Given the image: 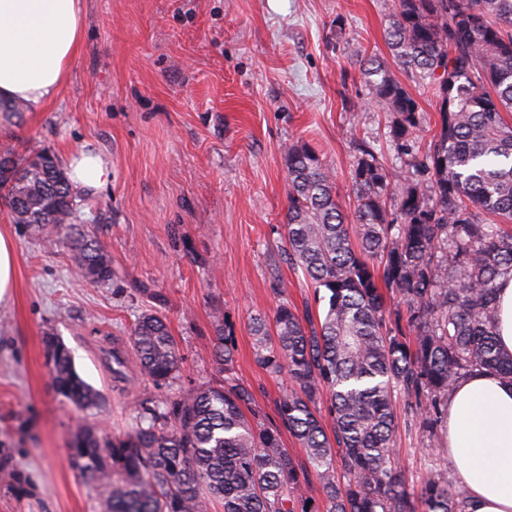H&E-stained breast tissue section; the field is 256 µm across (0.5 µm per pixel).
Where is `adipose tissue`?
<instances>
[{
    "label": "adipose tissue",
    "mask_w": 512,
    "mask_h": 512,
    "mask_svg": "<svg viewBox=\"0 0 512 512\" xmlns=\"http://www.w3.org/2000/svg\"><path fill=\"white\" fill-rule=\"evenodd\" d=\"M81 0H0V100L32 110L51 103L83 44ZM66 166L74 190L112 179L93 151L72 152ZM446 446L468 512H512V381L481 372L448 395Z\"/></svg>",
    "instance_id": "ef3b65f1"
}]
</instances>
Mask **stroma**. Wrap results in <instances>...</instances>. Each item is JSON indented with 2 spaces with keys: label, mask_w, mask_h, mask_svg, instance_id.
I'll list each match as a JSON object with an SVG mask.
<instances>
[{
  "label": "stroma",
  "mask_w": 512,
  "mask_h": 512,
  "mask_svg": "<svg viewBox=\"0 0 512 512\" xmlns=\"http://www.w3.org/2000/svg\"><path fill=\"white\" fill-rule=\"evenodd\" d=\"M81 52L41 111L16 117L0 103V149L65 159L89 145L112 181L84 193L82 229L112 257V281L80 278L68 242H44L0 203V232L17 248V288L0 304V512H106L73 468L77 426L133 431L144 412L219 377L218 318L233 326L235 371L265 422L279 423L285 380L254 361L250 321L272 316L279 269L297 309L312 288L284 255L288 209L284 150L306 142L328 165L342 206L352 201L356 144L375 138L388 162V115L369 102L357 55L390 53L394 0H83ZM364 108L346 109L344 100ZM166 317L182 358L163 388L141 379L130 329L146 312ZM70 352L101 395L81 409L58 395L45 340ZM122 353L117 366L113 352ZM395 447L409 480L449 468L397 407Z\"/></svg>",
  "instance_id": "stroma-1"
}]
</instances>
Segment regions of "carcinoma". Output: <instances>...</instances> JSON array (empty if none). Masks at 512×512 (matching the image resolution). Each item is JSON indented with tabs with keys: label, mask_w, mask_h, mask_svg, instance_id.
I'll use <instances>...</instances> for the list:
<instances>
[{
	"label": "carcinoma",
	"mask_w": 512,
	"mask_h": 512,
	"mask_svg": "<svg viewBox=\"0 0 512 512\" xmlns=\"http://www.w3.org/2000/svg\"><path fill=\"white\" fill-rule=\"evenodd\" d=\"M385 40L436 99L438 131L421 148L424 115L409 85L360 58L400 167L361 140L345 210L317 152L288 145L284 253L324 307L299 313L277 272L270 288L282 301L272 319L250 324L258 365L289 382L278 414L307 466L252 408L226 323L215 348L223 379L169 400L123 439L89 426L73 433L68 456L107 512H209L214 501L224 512H465L467 492L447 470L417 484L406 477L394 407L401 400L406 426L436 442L459 380L475 371L512 380V353L496 338L498 283L512 279V0H395ZM0 200L13 223L71 241L85 279L112 280L106 247L71 238L84 203L55 157L1 150ZM130 336L140 374L169 385L181 357L166 318L145 313ZM46 364L60 396L98 406L66 348L47 341ZM313 477L322 500L310 504Z\"/></svg>",
	"instance_id": "carcinoma-1"
}]
</instances>
